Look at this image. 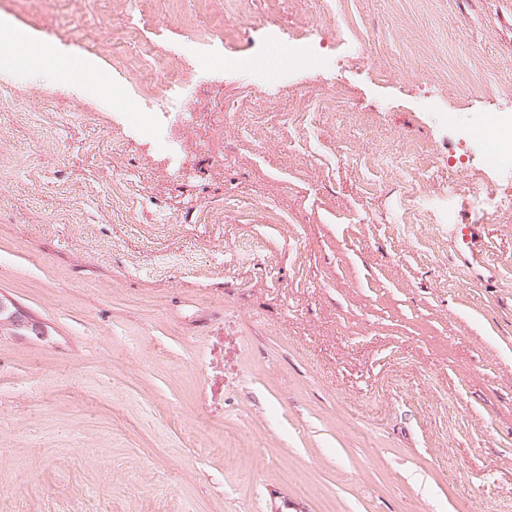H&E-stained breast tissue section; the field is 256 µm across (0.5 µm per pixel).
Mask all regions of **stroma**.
Returning <instances> with one entry per match:
<instances>
[{
	"label": "stroma",
	"mask_w": 512,
	"mask_h": 512,
	"mask_svg": "<svg viewBox=\"0 0 512 512\" xmlns=\"http://www.w3.org/2000/svg\"><path fill=\"white\" fill-rule=\"evenodd\" d=\"M8 9L97 88L0 68V294L49 330L0 336V512H512V164L471 133L512 113V0ZM133 10L233 67L145 108ZM297 32L323 66L265 75ZM438 224H450L451 226V235L454 237L460 236L463 244L466 245L468 252L467 254L474 255V254H482L483 255V243L480 238H474L473 232L470 231L472 224H452L450 220H442V221H436ZM465 232H469V238L467 237L468 234Z\"/></svg>",
	"instance_id": "35a3bbf8"
}]
</instances>
